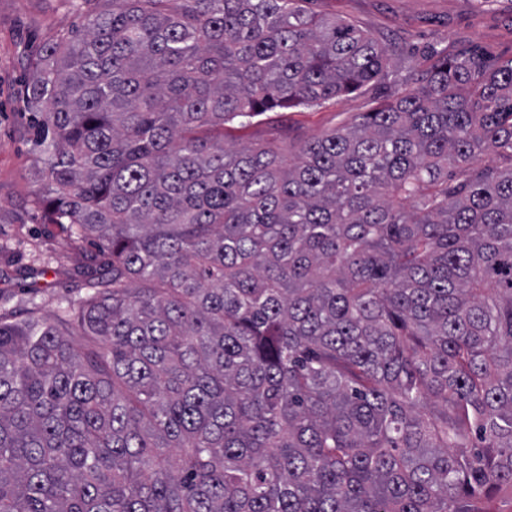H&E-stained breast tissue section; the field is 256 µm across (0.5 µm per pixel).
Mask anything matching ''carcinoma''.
Returning a JSON list of instances; mask_svg holds the SVG:
<instances>
[{
  "mask_svg": "<svg viewBox=\"0 0 512 512\" xmlns=\"http://www.w3.org/2000/svg\"><path fill=\"white\" fill-rule=\"evenodd\" d=\"M22 87L35 204L107 270L0 321V512H488L512 491V58L395 73L306 0H82ZM84 340L74 345L73 337ZM398 88L373 84L363 91L337 97L320 108L298 107L268 112L255 118L245 128L227 124L224 127V140L278 147L284 152L288 150L290 158L310 138L358 120L363 112H369L390 98Z\"/></svg>",
  "mask_w": 512,
  "mask_h": 512,
  "instance_id": "1",
  "label": "carcinoma"
}]
</instances>
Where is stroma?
Here are the masks:
<instances>
[{
  "label": "stroma",
  "instance_id": "stroma-1",
  "mask_svg": "<svg viewBox=\"0 0 512 512\" xmlns=\"http://www.w3.org/2000/svg\"><path fill=\"white\" fill-rule=\"evenodd\" d=\"M308 10L354 21L388 44L395 67L423 69L433 51L453 45L479 46L491 58H512V0H309ZM71 0H0V318L17 321L30 308L51 316L84 297L88 261L104 265L99 240L73 245L48 222L33 199L40 189L35 164L33 115L23 100L22 81L40 46L80 27ZM395 86L367 89L322 107L269 112L247 127L229 124L228 142L295 152L310 138L358 120L390 98Z\"/></svg>",
  "mask_w": 512,
  "mask_h": 512
}]
</instances>
